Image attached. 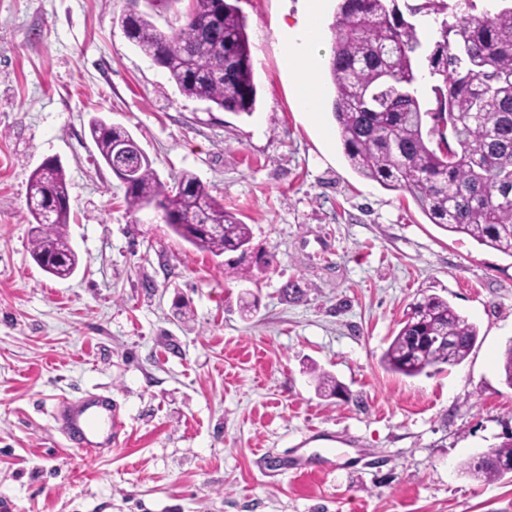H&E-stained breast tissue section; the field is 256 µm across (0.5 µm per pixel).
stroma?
I'll return each instance as SVG.
<instances>
[{"label":"stroma","instance_id":"stroma-1","mask_svg":"<svg viewBox=\"0 0 512 512\" xmlns=\"http://www.w3.org/2000/svg\"><path fill=\"white\" fill-rule=\"evenodd\" d=\"M256 109L182 95L118 19L144 0H0V505L7 512H512V477L462 473L512 433L501 356L512 258L359 176L320 71L317 114L275 31L300 0H238ZM122 126L160 179L194 174L251 229L247 277L154 210L129 212L88 123ZM58 158L68 279L33 261L27 190ZM298 295L287 293L290 283ZM436 294L479 330L468 357L409 378L380 359ZM345 388L321 396L312 368ZM111 394L125 427L94 461L54 430L58 400ZM305 449L309 471L282 469Z\"/></svg>","mask_w":512,"mask_h":512}]
</instances>
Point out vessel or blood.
Returning <instances> with one entry per match:
<instances>
[{
    "label": "vessel or blood",
    "instance_id": "1",
    "mask_svg": "<svg viewBox=\"0 0 512 512\" xmlns=\"http://www.w3.org/2000/svg\"><path fill=\"white\" fill-rule=\"evenodd\" d=\"M56 420L68 445L95 459L111 453L122 429L118 404L104 394L62 402Z\"/></svg>",
    "mask_w": 512,
    "mask_h": 512
}]
</instances>
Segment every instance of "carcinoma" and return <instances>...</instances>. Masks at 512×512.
Masks as SVG:
<instances>
[{
  "mask_svg": "<svg viewBox=\"0 0 512 512\" xmlns=\"http://www.w3.org/2000/svg\"><path fill=\"white\" fill-rule=\"evenodd\" d=\"M444 0H421L414 15H438ZM129 39L169 74L182 95L216 109L252 115L257 90L246 22L232 0H189L179 30H160L146 12L121 18ZM335 45L328 71L336 89L333 115L350 167L361 177L407 191L431 223L512 258V6L467 13L440 23L427 55L435 105L426 108L413 88L422 41L396 0H338ZM198 62L193 70L186 58ZM103 161L129 132L101 118L89 124ZM136 213L154 202L171 205L169 227L199 251L221 256L251 239L248 225L218 202L196 176L174 186L144 161L126 186ZM31 255L46 273L69 277L77 256L65 233L70 198L64 168L56 163L31 175L27 193ZM477 327L437 295L411 304L382 355L386 370L417 376L469 355ZM455 340L448 349V338ZM317 388L341 396L329 374ZM512 464V435L462 464L465 474L496 480Z\"/></svg>",
  "mask_w": 512,
  "mask_h": 512,
  "instance_id": "obj_1",
  "label": "carcinoma"
}]
</instances>
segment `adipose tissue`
<instances>
[{
    "mask_svg": "<svg viewBox=\"0 0 512 512\" xmlns=\"http://www.w3.org/2000/svg\"><path fill=\"white\" fill-rule=\"evenodd\" d=\"M321 8L322 0H305V12L298 23L281 25L277 31L283 58L299 78L296 107L302 112L316 110L319 103L315 75L321 65V58L316 52L322 41L318 24Z\"/></svg>",
    "mask_w": 512,
    "mask_h": 512,
    "instance_id": "ef3b65f1",
    "label": "adipose tissue"
}]
</instances>
